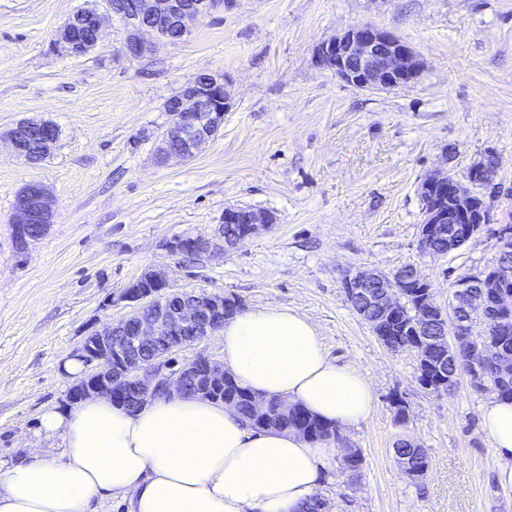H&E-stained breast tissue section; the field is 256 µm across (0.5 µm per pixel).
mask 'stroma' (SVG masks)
I'll return each instance as SVG.
<instances>
[{
	"label": "stroma",
	"instance_id": "1",
	"mask_svg": "<svg viewBox=\"0 0 512 512\" xmlns=\"http://www.w3.org/2000/svg\"><path fill=\"white\" fill-rule=\"evenodd\" d=\"M83 9L104 12L102 37L74 56L57 34ZM363 23L418 52L417 79L369 92L314 65L316 46ZM125 35L104 0H0V460L39 446L43 408L67 405L76 381L64 362L127 314L119 294L155 269L246 310L308 316L329 358L369 378L373 408L340 428L318 489L338 512H512L480 427L487 394L464 381L449 395L424 389L413 352L382 346L343 290L347 271L410 265L445 305L457 280L495 261L486 230L448 255L423 252L419 185L492 154L512 187V0H237L142 61L124 56ZM208 71L233 80L223 129L193 158L158 164L166 102ZM25 119L60 129L35 163L5 139ZM30 184L49 191L54 218L22 251L11 218ZM228 206L275 222L198 261L168 252L173 238L210 236ZM402 437L428 453L420 483L394 458ZM345 448L365 457L353 480Z\"/></svg>",
	"mask_w": 512,
	"mask_h": 512
}]
</instances>
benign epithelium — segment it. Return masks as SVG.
Returning <instances> with one entry per match:
<instances>
[{
  "label": "benign epithelium",
  "mask_w": 512,
  "mask_h": 512,
  "mask_svg": "<svg viewBox=\"0 0 512 512\" xmlns=\"http://www.w3.org/2000/svg\"><path fill=\"white\" fill-rule=\"evenodd\" d=\"M235 0H194L186 5L181 0H135L133 13L125 12L119 0H107V11L120 16L128 27L124 43L125 55L134 60L154 53L163 43H175L167 31L166 22L178 24L182 34H187L201 16L218 8L228 10ZM103 15L95 10H82L74 14L61 28L59 41L67 51L77 54L76 31L88 34L83 49L94 47L100 40ZM315 64L329 69L340 80L357 88L380 91L412 82L419 74L422 61L408 43L392 32L371 24L348 28L321 43L314 51ZM232 82L220 72H210L184 85L177 100L166 104L170 119L163 130L158 147L163 162L184 160L194 156L214 139L224 126L225 112L232 104ZM43 127L39 120L19 122L7 134L13 153L27 158L21 146L24 133ZM493 185L485 179L481 164L471 167L464 179L446 171H436L422 181L420 193L428 196L429 205L424 209L421 229L425 239L421 247L431 252L429 243L448 238V243L469 241L491 224L490 211L479 189ZM242 209H224L217 233L204 238L200 255H210L218 249L217 240L233 247L245 237L257 233L273 223L267 213L250 210L247 217ZM52 203L47 190L41 186H28L20 194L12 216V228L17 247L25 250L37 238L28 234V225L52 223ZM244 224L245 232L234 238L224 237V225ZM499 250L512 252V225L500 224L495 228ZM147 279L153 289L144 291L137 286L124 289L119 300L133 305V310L123 319L113 322L101 331L90 334L77 350V359L91 367L89 373L73 385L67 398L78 403L92 395H105L126 404L141 403L163 395H182L189 390V382L196 368H202L210 379L224 377V364L205 354L189 362L179 363L174 351L182 348L172 333L183 330L193 334V343L200 344L218 332L224 297L201 290L177 287L156 270L148 271ZM413 284L404 278L392 277L374 269H358L343 278L345 295L351 303L369 305L373 318L367 320L372 332L387 348L392 345L382 335L384 323L398 314L403 289L414 286L420 289L421 306L436 309L430 283L418 272L411 276ZM512 281V269L497 267L496 277L489 280L484 275L460 280L456 283L457 296L467 288H494L490 297L470 302L466 312L452 314V325L436 336H429L424 325H414L413 335L419 345L410 347L416 353L418 364L433 373L439 380L451 381L448 361H432L423 353L425 345L445 356L459 358L467 352L470 366L468 379L473 388L485 383L484 354L471 343L474 325L489 331L494 322L512 319V290L506 289Z\"/></svg>",
  "instance_id": "obj_1"
}]
</instances>
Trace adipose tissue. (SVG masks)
<instances>
[{"mask_svg":"<svg viewBox=\"0 0 512 512\" xmlns=\"http://www.w3.org/2000/svg\"><path fill=\"white\" fill-rule=\"evenodd\" d=\"M224 366L255 396L303 405L354 425L373 407L370 381L332 362L314 323L284 307L240 312L220 330ZM480 424L512 490V401L490 398ZM44 439L58 460L0 462V512H97L118 495L127 512H302L336 449L290 432L257 430L221 402L158 398L132 410L104 396L47 407Z\"/></svg>","mask_w":512,"mask_h":512,"instance_id":"obj_1","label":"adipose tissue"}]
</instances>
